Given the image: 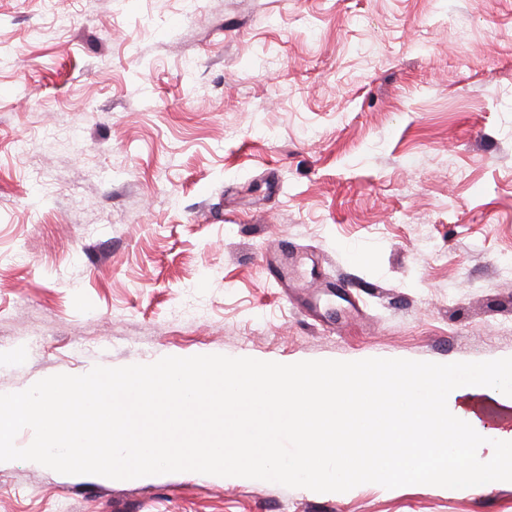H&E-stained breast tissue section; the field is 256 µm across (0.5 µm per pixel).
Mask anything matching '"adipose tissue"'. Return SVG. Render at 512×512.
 I'll use <instances>...</instances> for the list:
<instances>
[{
	"mask_svg": "<svg viewBox=\"0 0 512 512\" xmlns=\"http://www.w3.org/2000/svg\"><path fill=\"white\" fill-rule=\"evenodd\" d=\"M386 389L411 403V411L380 409L377 398ZM158 397L168 403L164 429L143 430L133 413ZM483 398L512 409V385L501 369L356 371L245 358L229 366L180 360L159 370L48 380L21 394H1L0 461L16 453L12 430L32 423L39 442L30 456L112 480L147 483L162 465L186 460L199 472L245 481L295 474L324 495L347 494L379 474L388 485L431 478L451 492L512 485V424L485 425L478 414ZM204 408L223 410L235 426V446L205 427V442L190 447L185 416ZM290 431L305 446L285 463L276 440ZM471 448L487 449L491 464L459 463Z\"/></svg>",
	"mask_w": 512,
	"mask_h": 512,
	"instance_id": "obj_1",
	"label": "adipose tissue"
}]
</instances>
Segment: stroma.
<instances>
[{"mask_svg": "<svg viewBox=\"0 0 512 512\" xmlns=\"http://www.w3.org/2000/svg\"><path fill=\"white\" fill-rule=\"evenodd\" d=\"M1 349L0 394L182 358L512 360V0H0ZM34 442L14 429L0 512H512V485L426 478L104 481Z\"/></svg>", "mask_w": 512, "mask_h": 512, "instance_id": "stroma-1", "label": "stroma"}]
</instances>
